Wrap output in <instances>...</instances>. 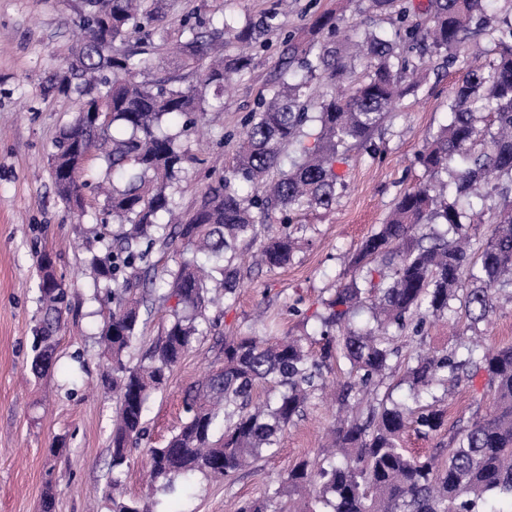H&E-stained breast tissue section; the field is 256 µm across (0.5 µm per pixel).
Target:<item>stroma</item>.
I'll use <instances>...</instances> for the list:
<instances>
[{
    "instance_id": "1",
    "label": "stroma",
    "mask_w": 512,
    "mask_h": 512,
    "mask_svg": "<svg viewBox=\"0 0 512 512\" xmlns=\"http://www.w3.org/2000/svg\"><path fill=\"white\" fill-rule=\"evenodd\" d=\"M425 2L396 0L391 10L379 13L370 11L368 0H145L157 19L132 33L129 43L150 50L158 76L173 69L171 54L160 44L177 39L185 17L205 27L225 16L241 26L268 22L253 42V66L225 93L223 111L207 112L204 135L189 130L179 138L187 160L170 192L181 211L192 210L232 163L246 118L275 81L285 36L316 49L326 43V34L311 28L317 16L335 15L344 35L357 37L367 28L383 34L423 78L374 132L373 152L352 150L332 208L291 213L300 245L288 266L252 269L235 298L208 310L210 326L149 402L147 444L162 445L179 426L185 391L217 357L216 337L249 331L315 335L324 301L354 274L351 257L396 199L424 179L417 155L448 123V102L476 63L463 53L452 61L442 51L421 57L397 42L401 12L421 14ZM82 6V0H0V512H40L49 490L54 512H112L113 496L148 492L143 449L134 450L120 473L112 471L116 402L99 386L104 359L98 345L111 303L104 286L85 275L83 257L73 248L77 233L97 224L101 203L86 193L83 214H70L49 176L53 145L79 109L77 97L58 95L50 85L79 42ZM43 250L70 284L72 299L57 364L38 380L30 372V357L39 317L36 261ZM479 332L485 346L512 344V293L499 294L494 314ZM395 345L399 355L380 390L403 401L408 392L400 378L408 358L421 347L452 350L456 338L448 319H431L422 336L405 334ZM347 370L339 363L326 373L324 388L287 429L277 455L231 482L196 476L182 503L186 512H233L235 504L277 487L299 460L316 456L328 442L337 411L328 390L346 379Z\"/></svg>"
}]
</instances>
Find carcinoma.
Returning a JSON list of instances; mask_svg holds the SVG:
<instances>
[{
	"label": "carcinoma",
	"instance_id": "1",
	"mask_svg": "<svg viewBox=\"0 0 512 512\" xmlns=\"http://www.w3.org/2000/svg\"><path fill=\"white\" fill-rule=\"evenodd\" d=\"M144 0H84L83 35L53 88L76 95L78 114L63 130L50 158V175L68 209L82 206L90 189L103 197L101 227L89 230L84 265L98 284L113 286V308L99 342L110 355L101 377L117 402L112 430V470H120L145 435L144 418L153 394L202 335L200 326L214 294L233 295L248 269L240 251L256 241L255 226L276 210L329 209L344 185L336 165L365 147L396 101L415 84L406 83L408 63L393 44L372 30L346 46L331 40L317 54L286 44L271 95L251 113L234 161L219 186L205 193L184 216L174 215L168 193L186 161L177 136L163 125L177 120L196 126L207 109H224V88L249 70L243 51L224 59V36L243 45L252 30L228 19L210 33L184 25L177 68L199 75L213 96L177 86L181 75L138 81L152 68L145 50L126 47L131 32L155 21ZM484 0H428L430 25L404 30L421 53L465 48L470 23ZM495 63L472 68L448 103L452 114L418 155L426 178L396 201L386 223L352 257L358 272L336 288L318 319L325 331L319 353L303 347L304 336L243 334L217 340L219 356L184 396L186 417L161 447L148 449L151 491L186 496L198 474L234 478L255 461L274 456L286 429L302 417L323 369L336 356L350 364L339 405L353 411L336 418L333 449L304 458L273 492L242 502L236 512H482L491 496L512 499V345L479 348L469 340L495 310L499 290L512 288V28L491 36ZM302 57L304 73L291 70ZM363 71L352 78L356 66ZM326 81L332 93L314 98L311 84ZM493 112L498 131L479 133V112ZM102 111L97 120L92 113ZM290 148L288 168L282 151ZM500 203L495 228L479 242V259L468 252V226L482 222L484 202ZM114 225L112 250L93 249L103 229ZM295 230L286 224L262 244L256 265L280 268L291 260ZM177 245L185 254L175 268L149 270L156 246ZM50 253L38 255V330L30 369L43 377L55 360L57 335L70 309L71 288L58 276ZM175 301L161 336L143 363L130 367L125 352L137 338L149 298ZM463 308L467 331L448 353L418 352L407 362L404 381L419 406L379 395L376 379L398 351L391 346L413 318L420 334L430 316ZM366 308L373 326L353 329L350 316ZM483 380L482 397L468 421L448 438V454H414L403 447L412 429L439 434L447 414L435 391L462 381ZM371 396L366 407L350 403ZM430 398L432 403L420 401ZM146 498L112 499V512H158Z\"/></svg>",
	"mask_w": 512,
	"mask_h": 512
}]
</instances>
